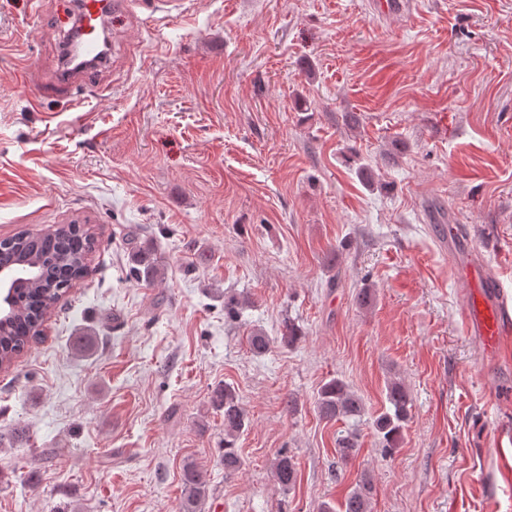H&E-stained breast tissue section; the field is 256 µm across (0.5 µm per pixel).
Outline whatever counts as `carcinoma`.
<instances>
[{"mask_svg":"<svg viewBox=\"0 0 512 512\" xmlns=\"http://www.w3.org/2000/svg\"><path fill=\"white\" fill-rule=\"evenodd\" d=\"M97 246L91 228L85 224H60L44 234L19 233L0 241V270L28 265L35 273L13 289L8 313L0 317V367L8 368L38 338L39 327L64 296L72 283L82 278L90 256ZM130 273L151 284L162 278L163 268L155 257L151 242L135 244ZM250 350L261 355L271 347V339L256 331L248 337ZM389 407L373 421V429L386 454L399 448L403 431L411 414L412 400L406 386L391 381L386 387ZM214 405L224 412V474L232 475L241 467L237 441L243 433L247 416L235 389L223 385L216 389ZM316 410L323 420L359 419L365 412L363 398L343 381L333 378L321 385ZM359 451L356 429L348 428L336 436V455L342 461ZM275 482L285 491L296 486L298 471L293 457L282 451L272 465ZM184 497L178 512H202L208 497L206 477L194 465L182 471ZM371 486L362 479L337 506L324 503L321 512H372Z\"/></svg>","mask_w":512,"mask_h":512,"instance_id":"obj_1","label":"carcinoma"}]
</instances>
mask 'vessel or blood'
<instances>
[{
  "mask_svg": "<svg viewBox=\"0 0 512 512\" xmlns=\"http://www.w3.org/2000/svg\"><path fill=\"white\" fill-rule=\"evenodd\" d=\"M78 6L79 50L89 65L80 69L60 68L55 81L41 89L42 95L66 100L72 109L79 107L81 92L90 93L97 89L89 80L90 72L108 63L97 32L112 9V0H79ZM454 260L458 278L468 295L462 310L463 321L471 333L479 336L488 353H497L504 341L512 336V308L503 297L502 285L470 250H456Z\"/></svg>",
  "mask_w": 512,
  "mask_h": 512,
  "instance_id": "1",
  "label": "vessel or blood"
}]
</instances>
